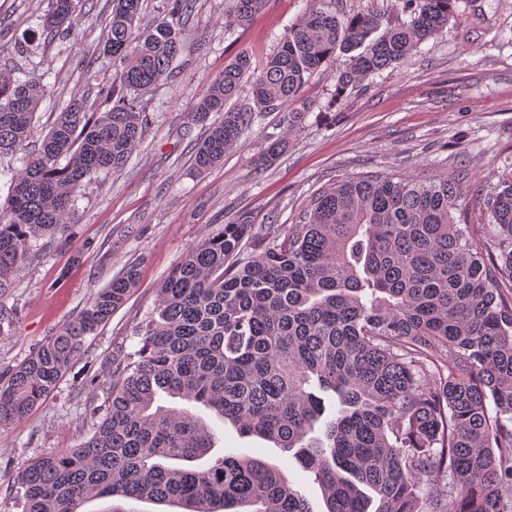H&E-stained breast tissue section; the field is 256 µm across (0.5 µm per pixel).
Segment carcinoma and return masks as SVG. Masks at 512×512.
Returning <instances> with one entry per match:
<instances>
[{
    "label": "carcinoma",
    "mask_w": 512,
    "mask_h": 512,
    "mask_svg": "<svg viewBox=\"0 0 512 512\" xmlns=\"http://www.w3.org/2000/svg\"><path fill=\"white\" fill-rule=\"evenodd\" d=\"M265 0H231L225 28L249 24ZM454 0H402L410 21L341 16L312 0L258 73L244 51L209 79L194 117L224 119L195 149L205 171L224 159L255 112L292 107L309 78L337 54L334 101L400 62L448 25ZM190 0L142 24V0H112L104 52L118 67L108 109L75 96L22 167L0 206V298L32 241L72 222L76 189L120 170L141 142L143 98L179 53ZM82 0H49L32 35L75 31ZM252 105L229 106L244 78ZM46 96L39 79L0 70V159L27 147ZM286 139L271 136L257 165ZM460 176L364 174L325 186L299 223L269 238L240 215L189 249L157 288L139 348L117 360L111 403L76 448L33 459L15 486L22 512H78L87 499L178 504L185 512H310L276 466L240 453L214 456V433L165 394L196 403L246 435L295 450L327 512H512V182L485 199L479 235L459 224ZM252 247L250 256L240 253ZM126 269L0 387V427L57 387L93 333L130 296ZM337 396L325 440L308 435Z\"/></svg>",
    "instance_id": "obj_1"
}]
</instances>
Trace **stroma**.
Here are the masks:
<instances>
[{"instance_id": "obj_1", "label": "stroma", "mask_w": 512, "mask_h": 512, "mask_svg": "<svg viewBox=\"0 0 512 512\" xmlns=\"http://www.w3.org/2000/svg\"><path fill=\"white\" fill-rule=\"evenodd\" d=\"M309 5L266 0L248 27L229 31L230 0H191L180 19L183 49L143 99L149 124L128 165L84 183L75 193L74 224L33 242L34 259L20 266L14 288L0 298L13 312L0 333V383L125 267H135L137 285L85 337L53 393L22 420L0 427V512H22L11 489L28 462L92 436L107 407L113 361L137 350L136 331L155 308L158 286L192 246L224 224L247 215L256 234L272 236L277 227L298 223L319 188L375 172L421 179L462 174L463 221L487 223L485 196L512 180V0H455L447 27L356 83L337 104V64L329 62L303 86L300 97L310 109L298 122L283 111L263 113L223 163L196 169L197 144L209 123L223 118L218 112L205 124L193 119L206 81L242 50L262 68ZM46 8V0H0V69L47 86L33 146L73 96L105 108L99 91L116 71L102 51L109 0H86L74 36L30 38ZM271 135L286 136L288 146L270 167L258 168ZM192 411L213 430L216 453H245L279 466L311 512H326L319 485L292 452L244 436L202 406Z\"/></svg>"}]
</instances>
